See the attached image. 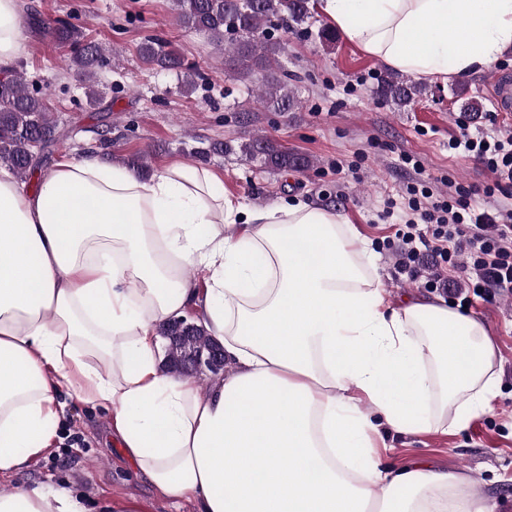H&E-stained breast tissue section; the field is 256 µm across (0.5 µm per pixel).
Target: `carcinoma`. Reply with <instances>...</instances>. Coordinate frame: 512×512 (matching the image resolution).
Here are the masks:
<instances>
[{
    "instance_id": "cac0c4a2",
    "label": "carcinoma",
    "mask_w": 512,
    "mask_h": 512,
    "mask_svg": "<svg viewBox=\"0 0 512 512\" xmlns=\"http://www.w3.org/2000/svg\"><path fill=\"white\" fill-rule=\"evenodd\" d=\"M173 8L180 25L203 33L224 47V67L253 85V95L240 108L243 123L251 122L260 112H293L303 107L297 90L288 85V73L282 66V59L288 56V40L277 32L312 18L311 0H173ZM55 37L59 44L72 46L68 66L82 81L91 80L95 70L104 64L105 48L84 40L79 27L63 21L55 27ZM137 55L148 69L183 74L187 92L201 78L197 65L185 61L169 40L147 37L138 45ZM424 92L422 86L392 72L381 76L377 88V93L400 111ZM58 138V126L45 99L29 93L17 71L1 77L0 160L24 176L36 166L34 149L45 150ZM235 151L260 161L271 172L301 171L313 166L312 159L288 152L263 134H255L236 146L230 140L215 142L202 156ZM161 333L174 337L168 346L166 364L176 374L186 372L189 360L211 345L203 328L186 331L172 319L164 322Z\"/></svg>"
}]
</instances>
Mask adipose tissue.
I'll use <instances>...</instances> for the list:
<instances>
[{
  "label": "adipose tissue",
  "instance_id": "obj_1",
  "mask_svg": "<svg viewBox=\"0 0 512 512\" xmlns=\"http://www.w3.org/2000/svg\"><path fill=\"white\" fill-rule=\"evenodd\" d=\"M347 42L419 79L489 70L512 0H318ZM25 49L0 0V70ZM193 265L196 276L184 275ZM336 211L258 209L213 171L150 179L67 155L28 191L0 168V475L51 445L58 389L110 411L156 492L199 512H495L464 477L384 463V431L464 429L491 408L498 346L442 299L392 303ZM194 312L224 347L200 386L165 374L157 324ZM111 358L102 375L94 360ZM0 512H88L65 489L0 492Z\"/></svg>",
  "mask_w": 512,
  "mask_h": 512
}]
</instances>
